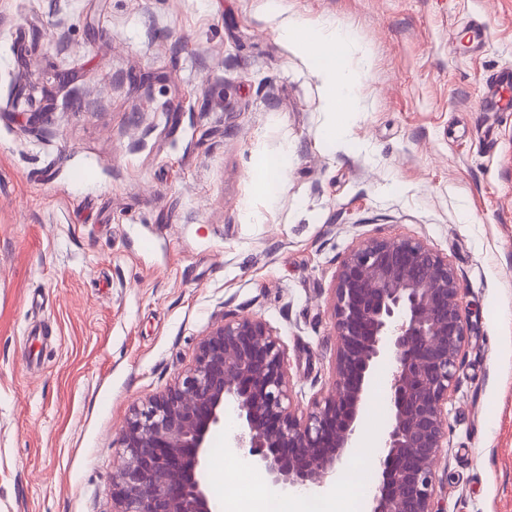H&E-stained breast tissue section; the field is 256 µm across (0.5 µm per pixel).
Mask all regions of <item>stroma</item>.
I'll list each match as a JSON object with an SVG mask.
<instances>
[{"mask_svg": "<svg viewBox=\"0 0 512 512\" xmlns=\"http://www.w3.org/2000/svg\"><path fill=\"white\" fill-rule=\"evenodd\" d=\"M291 20L353 34V111ZM509 64L512 0H0V512H112L131 404L221 320L276 329L307 408L370 236L424 239L463 288L438 512H512V112L485 105ZM389 380L361 415L380 436ZM284 157L280 153L270 154L257 172V185L261 193L271 202L275 201L284 182Z\"/></svg>", "mask_w": 512, "mask_h": 512, "instance_id": "1", "label": "stroma"}]
</instances>
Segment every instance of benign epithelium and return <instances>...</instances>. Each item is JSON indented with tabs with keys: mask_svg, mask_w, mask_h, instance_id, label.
Segmentation results:
<instances>
[{
	"mask_svg": "<svg viewBox=\"0 0 512 512\" xmlns=\"http://www.w3.org/2000/svg\"><path fill=\"white\" fill-rule=\"evenodd\" d=\"M331 309L334 377L304 410L294 405L286 352L269 323L244 315L213 326L191 366L132 407L112 476L114 512H218L207 461L229 408L237 419L230 442L273 486H324L357 448L381 362L392 366L391 425L367 512H436L445 406L468 332L454 266L420 238H364L339 268Z\"/></svg>",
	"mask_w": 512,
	"mask_h": 512,
	"instance_id": "7a95c632",
	"label": "benign epithelium"
}]
</instances>
